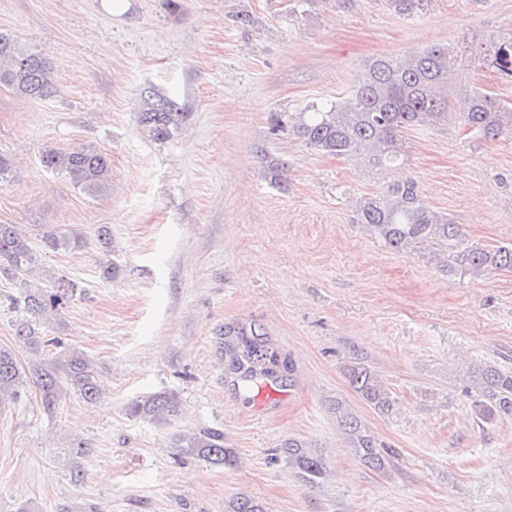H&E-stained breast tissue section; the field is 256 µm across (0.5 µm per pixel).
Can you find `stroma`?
Here are the masks:
<instances>
[{
	"label": "stroma",
	"instance_id": "1",
	"mask_svg": "<svg viewBox=\"0 0 512 512\" xmlns=\"http://www.w3.org/2000/svg\"><path fill=\"white\" fill-rule=\"evenodd\" d=\"M279 2L0 0V29L39 50L57 85L46 100L0 88V152L13 161L0 224L32 243L34 282L77 284L58 334L94 362L101 388L51 415L31 390L0 408V512L27 500L42 512H227L244 496L265 512H512V416L480 423L458 386L480 362L512 372V271L447 277L427 254L391 252L352 221L373 175L269 132L272 113L345 96L369 57L512 30V0H429L412 19L386 0L303 13ZM242 12L252 27L236 26ZM147 86L191 114L170 141L136 122ZM80 143L109 155L106 191L42 169L43 149ZM260 144L287 160V192ZM406 146L396 174L416 178L429 206L472 243H512V132L488 142L421 127ZM53 225L82 247L45 248ZM110 259L120 273L106 280ZM227 323L261 325L292 373L241 393L220 349ZM355 363L387 383L391 413L352 390ZM164 389L181 399L176 424L128 416ZM338 401L392 448L386 469L355 456ZM201 428L223 432L235 465L179 455L176 436ZM291 439L322 456L324 477L308 483L289 464ZM79 440L87 457L71 451Z\"/></svg>",
	"mask_w": 512,
	"mask_h": 512
}]
</instances>
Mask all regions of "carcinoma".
<instances>
[{
    "label": "carcinoma",
    "mask_w": 512,
    "mask_h": 512,
    "mask_svg": "<svg viewBox=\"0 0 512 512\" xmlns=\"http://www.w3.org/2000/svg\"><path fill=\"white\" fill-rule=\"evenodd\" d=\"M399 15L412 18L424 10L427 0H389ZM474 58L495 68L512 82V32L492 37L480 44ZM466 62L446 44L414 49L398 56L366 60L348 94L329 105L310 107L303 112H276L271 132L284 133L315 151L362 164L379 181L378 192L356 199L354 223L394 252L425 250L440 270L480 277L491 270L512 271V245L486 248L469 243L462 225L447 213L434 210L421 194L418 182L408 177L391 179L394 168L407 163L405 134L418 127L445 130L458 123L481 139L493 140L504 129H512V107L505 105L482 87L468 89V111H450L452 83L462 78ZM0 87L31 99L51 97L56 89L46 58L10 31L0 30ZM138 124L152 140L163 143L172 138L190 118L176 99L151 87L141 91ZM271 184L288 191L285 177L288 162L259 149ZM40 163L51 173L65 175L73 187L88 194L103 191L109 184L111 161L107 153L92 144L66 151L46 148ZM82 243L73 230H50L44 244L51 250L74 248ZM36 258L27 238L14 224H0V275L14 281L18 292L10 297L18 316L14 336L18 347L30 354L27 365L20 364L16 351L0 345V407L15 403L28 385H34L45 411L52 412L74 390L87 403L99 396L97 370L80 349L58 337H48L43 329L50 319L61 318L76 297L78 288L60 282L48 288L35 285L28 273ZM224 351L230 370L244 392L259 381L291 370L259 325L226 326ZM350 386L370 408L387 414L395 399L379 375L356 363L347 367ZM462 394L471 401L475 415L484 422L512 416V374L490 363L469 368ZM181 400L174 391L147 394L129 406V415L153 421H172ZM336 420L350 447L365 463L382 469L389 454L380 448L363 420L342 405H336ZM182 453L212 465L231 466L235 452L224 447V434L199 429L179 437ZM288 461L311 481L324 475L322 457L288 440Z\"/></svg>",
    "instance_id": "cac0c4a2"
}]
</instances>
